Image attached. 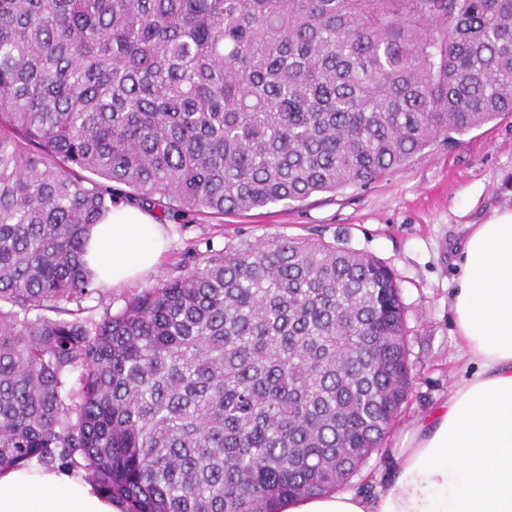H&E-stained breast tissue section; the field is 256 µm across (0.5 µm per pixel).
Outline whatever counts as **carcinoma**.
<instances>
[{
    "label": "carcinoma",
    "mask_w": 512,
    "mask_h": 512,
    "mask_svg": "<svg viewBox=\"0 0 512 512\" xmlns=\"http://www.w3.org/2000/svg\"><path fill=\"white\" fill-rule=\"evenodd\" d=\"M506 113L512 0H0V470L61 466L123 512L347 485L412 385L393 269L276 237L95 317L86 231L115 184L165 214L289 206Z\"/></svg>",
    "instance_id": "carcinoma-1"
}]
</instances>
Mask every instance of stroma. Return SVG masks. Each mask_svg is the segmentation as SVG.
Listing matches in <instances>:
<instances>
[{"mask_svg":"<svg viewBox=\"0 0 512 512\" xmlns=\"http://www.w3.org/2000/svg\"><path fill=\"white\" fill-rule=\"evenodd\" d=\"M497 208H512V114L457 136L452 144H434L364 187L244 214L185 213L166 220L168 246L157 267L133 284L102 289L89 304L97 314L106 308L118 312L129 297L156 285L186 252L278 236L337 237L390 265L405 306L414 381L383 453L372 455L349 486L374 496L386 483V454L401 448L412 425L465 374L450 311L453 260L470 225L483 223Z\"/></svg>","mask_w":512,"mask_h":512,"instance_id":"stroma-1","label":"stroma"}]
</instances>
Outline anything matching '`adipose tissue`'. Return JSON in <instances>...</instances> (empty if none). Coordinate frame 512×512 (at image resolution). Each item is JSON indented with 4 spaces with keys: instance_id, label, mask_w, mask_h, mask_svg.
Segmentation results:
<instances>
[{
    "instance_id": "adipose-tissue-1",
    "label": "adipose tissue",
    "mask_w": 512,
    "mask_h": 512,
    "mask_svg": "<svg viewBox=\"0 0 512 512\" xmlns=\"http://www.w3.org/2000/svg\"><path fill=\"white\" fill-rule=\"evenodd\" d=\"M164 228L126 203L91 226L84 259L118 287L156 265ZM454 324L473 369L386 460L378 497L335 491L282 512H512V209L474 225L455 261ZM97 486L61 468L0 471V512H122Z\"/></svg>"
}]
</instances>
